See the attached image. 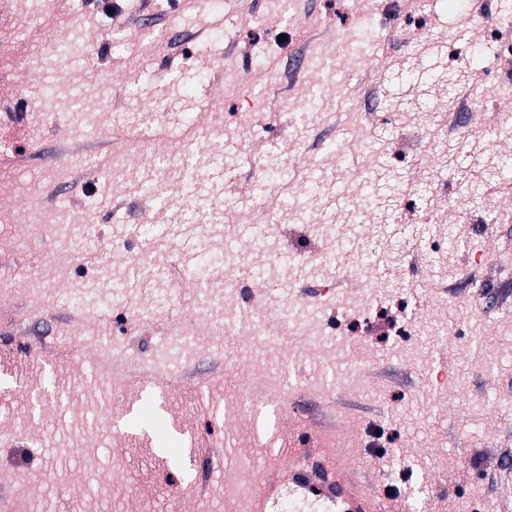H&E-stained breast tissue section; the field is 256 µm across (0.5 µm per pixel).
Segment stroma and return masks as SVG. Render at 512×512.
Returning <instances> with one entry per match:
<instances>
[{
	"label": "stroma",
	"mask_w": 512,
	"mask_h": 512,
	"mask_svg": "<svg viewBox=\"0 0 512 512\" xmlns=\"http://www.w3.org/2000/svg\"><path fill=\"white\" fill-rule=\"evenodd\" d=\"M510 27L512 0H471L465 18L457 0H296L287 13L274 0H0V146L26 151L0 161V494L24 485L17 512H56L63 496L86 512H172L189 478L206 512H224L223 470L161 452L182 423L223 449L225 468L265 446L253 512L288 493L324 500L320 483L293 482L307 448L370 512L512 508V307L499 303L512 187L495 175L512 156ZM373 28L379 45L359 55ZM160 29L168 40L149 43ZM63 44L76 55H57ZM25 75L44 83L38 101L22 99ZM309 89L320 111L302 106ZM467 90L459 135L438 140ZM216 111L220 139L197 127ZM313 136L324 150L307 152ZM34 174L94 240L62 249L51 225L30 223L37 199L15 185ZM187 242L207 266L197 285L177 274ZM228 254L236 279L263 285L234 310L233 334L215 336L221 310L203 299L222 292ZM286 307L299 334L281 329ZM186 315L201 339L179 355L164 328ZM397 324L449 337L424 343ZM144 364L206 387L129 424L124 407L143 396L124 373ZM260 390L288 398L274 429L259 430L255 405L225 415Z\"/></svg>",
	"instance_id": "stroma-1"
}]
</instances>
